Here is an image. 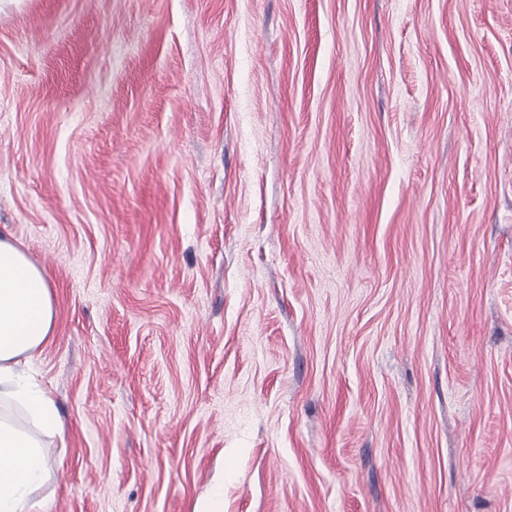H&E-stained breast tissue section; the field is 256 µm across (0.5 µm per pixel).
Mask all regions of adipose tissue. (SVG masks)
I'll return each instance as SVG.
<instances>
[{
	"instance_id": "1",
	"label": "adipose tissue",
	"mask_w": 512,
	"mask_h": 512,
	"mask_svg": "<svg viewBox=\"0 0 512 512\" xmlns=\"http://www.w3.org/2000/svg\"><path fill=\"white\" fill-rule=\"evenodd\" d=\"M54 311L47 275L0 237V389L37 428L32 435L0 415V512H44L38 491L52 466L49 437L64 426L54 398L27 367L47 339Z\"/></svg>"
}]
</instances>
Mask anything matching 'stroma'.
<instances>
[{
    "label": "stroma",
    "mask_w": 512,
    "mask_h": 512,
    "mask_svg": "<svg viewBox=\"0 0 512 512\" xmlns=\"http://www.w3.org/2000/svg\"><path fill=\"white\" fill-rule=\"evenodd\" d=\"M0 235L47 512H512V0H0ZM53 317L46 273L8 238L0 237V388L37 428L63 439L54 398L24 369L38 356Z\"/></svg>",
    "instance_id": "35a3bbf8"
}]
</instances>
